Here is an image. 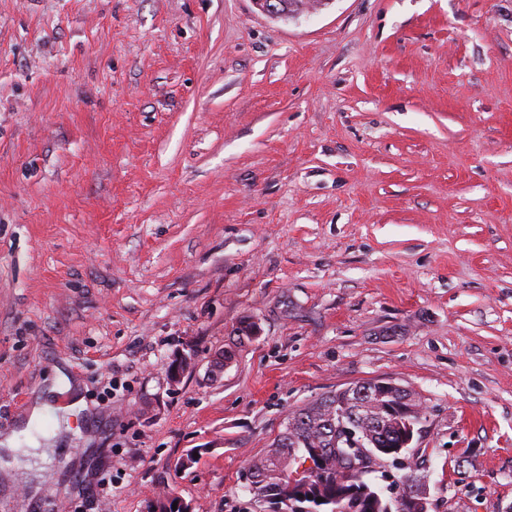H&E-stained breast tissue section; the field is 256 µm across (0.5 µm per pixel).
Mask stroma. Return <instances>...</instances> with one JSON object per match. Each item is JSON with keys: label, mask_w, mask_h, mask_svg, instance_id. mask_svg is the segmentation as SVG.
Wrapping results in <instances>:
<instances>
[{"label": "stroma", "mask_w": 512, "mask_h": 512, "mask_svg": "<svg viewBox=\"0 0 512 512\" xmlns=\"http://www.w3.org/2000/svg\"><path fill=\"white\" fill-rule=\"evenodd\" d=\"M62 374L0 512H260L287 414L379 379L430 512H512V0H0V434Z\"/></svg>", "instance_id": "35a3bbf8"}]
</instances>
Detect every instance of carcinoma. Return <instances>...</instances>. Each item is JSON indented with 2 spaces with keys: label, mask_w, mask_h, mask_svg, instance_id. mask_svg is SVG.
<instances>
[{
  "label": "carcinoma",
  "mask_w": 512,
  "mask_h": 512,
  "mask_svg": "<svg viewBox=\"0 0 512 512\" xmlns=\"http://www.w3.org/2000/svg\"><path fill=\"white\" fill-rule=\"evenodd\" d=\"M279 10L295 15L315 7L318 0H279ZM342 400L331 391L288 413L283 430L273 439L267 451L252 459L248 466L250 476L259 478L253 489L254 497L267 499L270 512L288 509V503L295 502L305 512H388L387 501L374 500L369 495L353 492V488L366 485L363 475L351 470L352 463L358 462V449L341 438L338 422L334 418L336 411L342 409ZM402 396L378 398L370 393L363 397L351 396L348 411L355 421L374 422L384 414L385 408L402 407ZM377 440L391 449L389 460L402 457L395 450L399 442L396 429L385 427L376 432ZM320 448L326 454L331 466L340 470L348 469L346 481L327 480L309 487L302 493L298 487L290 486L288 479L282 477V471L288 469V462L304 445Z\"/></svg>",
  "instance_id": "cac0c4a2"
}]
</instances>
